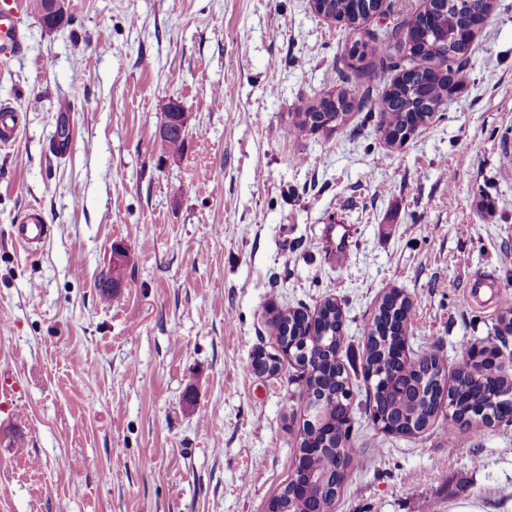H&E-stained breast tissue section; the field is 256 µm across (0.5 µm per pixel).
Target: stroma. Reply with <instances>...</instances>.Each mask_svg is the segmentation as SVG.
Wrapping results in <instances>:
<instances>
[{"label":"stroma","instance_id":"obj_1","mask_svg":"<svg viewBox=\"0 0 512 512\" xmlns=\"http://www.w3.org/2000/svg\"><path fill=\"white\" fill-rule=\"evenodd\" d=\"M26 33L0 61V106L18 138L0 148V512H267L305 422L300 368L273 351L278 312L344 314L338 358L356 404L353 469L333 512H512V425L448 439L447 410L412 436L363 405L367 325L390 289L412 304L408 348L497 341L512 299V0H490L460 94L405 144L356 107L330 131L295 114L340 88L383 96L348 51L424 0H383L359 32L309 0H68L49 30L18 0ZM224 103H213L216 90ZM186 118L182 156L159 137L160 101ZM73 130L57 154L58 116ZM52 232L25 250L14 224ZM344 224L330 255L322 231ZM127 251L120 285L99 281ZM494 280L475 290L473 276Z\"/></svg>","mask_w":512,"mask_h":512}]
</instances>
